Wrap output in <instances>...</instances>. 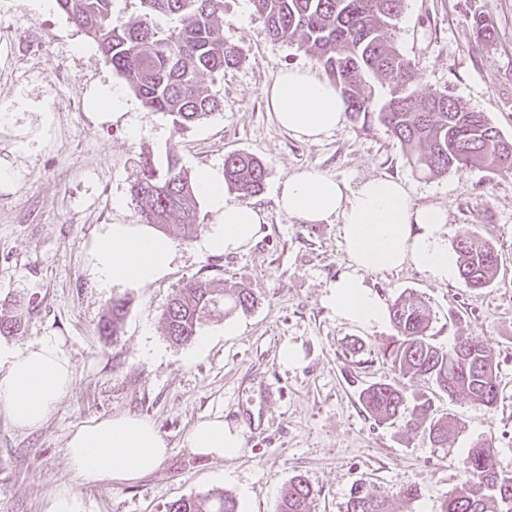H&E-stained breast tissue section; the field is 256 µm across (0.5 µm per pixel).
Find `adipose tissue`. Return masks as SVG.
<instances>
[{"label": "adipose tissue", "instance_id": "1", "mask_svg": "<svg viewBox=\"0 0 512 512\" xmlns=\"http://www.w3.org/2000/svg\"><path fill=\"white\" fill-rule=\"evenodd\" d=\"M264 95L278 126L305 141H320L345 121L339 89L310 68L282 71ZM195 188L216 213L202 236L205 252L243 251L261 236L263 213L249 203L228 201L223 178L211 169H198ZM276 196L279 210L298 223L341 219L347 264L326 302L347 322L372 329L388 318L367 273L409 265L444 283L458 272L445 210L416 205L401 181L375 177L355 183L308 167L282 181ZM174 252L173 241L152 225L111 224L92 248V268L100 288L146 287L167 273ZM72 381L70 361L52 338L22 349L0 346V412L17 428L44 425ZM186 443L195 454L217 459L239 457L247 446L242 429L220 416L199 420ZM168 455L167 441L154 423L128 413L82 424L67 442L69 465L85 484L135 482L157 470Z\"/></svg>", "mask_w": 512, "mask_h": 512}]
</instances>
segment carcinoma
I'll use <instances>...</instances> for the list:
<instances>
[{
	"instance_id": "carcinoma-1",
	"label": "carcinoma",
	"mask_w": 512,
	"mask_h": 512,
	"mask_svg": "<svg viewBox=\"0 0 512 512\" xmlns=\"http://www.w3.org/2000/svg\"><path fill=\"white\" fill-rule=\"evenodd\" d=\"M61 11L101 48L106 64L123 75L142 104L174 117L179 128L200 123L220 110V102L201 83L224 75L238 62L236 47L224 43V0H139L140 10L125 18L115 12L116 0H56ZM404 0H253L258 16L276 39L296 43L313 56L345 100L360 115L378 111V119L406 151L411 163L431 175L485 165L512 169V141L501 135L482 112L462 106L444 92L415 90L416 71L394 42L393 31ZM385 89L376 100V84ZM267 168L249 153L224 158V182L239 196L261 192ZM143 223L165 231L175 222L191 230L197 222L194 181L171 153L165 172L145 161L131 187ZM459 273L470 288L494 283L499 259L492 244L474 232L455 246ZM257 299L245 288H226L206 279L187 282L162 313L165 335L176 344L191 342L201 317L222 307L248 312ZM30 302L14 301L13 314L0 313V336H16L23 328ZM127 313L124 298L112 299L101 333L118 336ZM397 332L382 356L404 375L428 384V391L408 396L390 383H373L359 393L365 412L380 423H397L408 406V429L422 430L429 442L444 447L458 429L456 418L434 414V398L465 396L489 410L497 407L500 384L493 350L465 339L448 349L429 334L432 317L421 297L399 296L389 309ZM464 480L440 506V512H502L512 504V476L498 470L493 440H479L461 462ZM314 491L301 475L286 486L277 512H310ZM166 512H237L235 500L222 493L180 498ZM346 512H392L388 500L370 485L355 482Z\"/></svg>"
}]
</instances>
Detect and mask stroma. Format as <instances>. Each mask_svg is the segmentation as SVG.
<instances>
[{"instance_id": "35a3bbf8", "label": "stroma", "mask_w": 512, "mask_h": 512, "mask_svg": "<svg viewBox=\"0 0 512 512\" xmlns=\"http://www.w3.org/2000/svg\"><path fill=\"white\" fill-rule=\"evenodd\" d=\"M478 17L493 26L492 40L477 41ZM223 25L225 43L241 60L202 83L220 111L181 129L133 94L124 113L101 114L93 105L98 90L128 82L105 64L97 44L57 6L36 13L27 0H0V312H10L16 298L31 301L22 332L0 344L53 338L74 372L71 390L41 428L19 429L0 414V512H46L63 485L76 488L86 512H166L173 500L215 491L232 496L238 512H276L297 474L316 493L312 512H345L360 479L396 512H440L463 479L468 448L487 437L499 470L512 474V170L425 175L377 118L350 113L320 142L296 139L275 123L264 90L281 71L314 67L315 59L271 37L252 0H224ZM394 35L415 67L417 91L449 93L512 140V0H404ZM173 150L192 174L202 167L223 173L231 152L266 164L265 186L252 199L266 215L260 239L242 252L204 253L200 231L215 214L203 200L199 233L187 239L179 226L169 227L176 252L165 276L144 288H99L93 242L108 225L140 223L130 186L144 159L162 170ZM306 167L354 182L402 180L416 204L446 211L449 243L477 231L497 250L498 276L488 288H469L459 277L435 283L411 267L366 276L384 303L408 291L421 295L437 345L474 338L495 354L496 410L462 397L437 401L438 412L461 424L446 447L363 410V386L392 383L415 394L426 385L381 356L392 323L364 329L325 304L346 269L339 225L300 224L275 204L277 185ZM194 277L238 285L258 299L250 312L204 317L198 332L211 343L203 350L170 343L161 322L177 288ZM115 297L128 298L129 310L114 339L99 324ZM228 323L234 333H225ZM286 342L300 348L299 367L279 362ZM355 342L361 349L353 355ZM271 386L278 393L265 398ZM126 412L156 424L169 456L129 484H79L66 457L70 431ZM214 415L243 425L244 455L205 458L188 448V431ZM405 485L417 488L415 500L401 499Z\"/></svg>"}]
</instances>
